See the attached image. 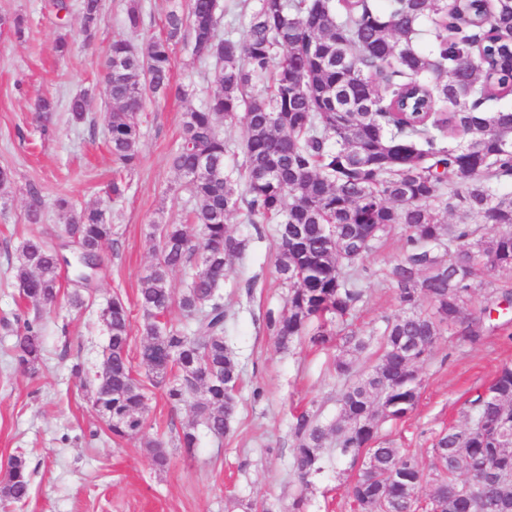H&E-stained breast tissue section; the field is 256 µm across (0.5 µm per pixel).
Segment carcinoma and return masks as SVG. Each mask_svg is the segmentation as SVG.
<instances>
[{
  "label": "carcinoma",
  "instance_id": "carcinoma-1",
  "mask_svg": "<svg viewBox=\"0 0 512 512\" xmlns=\"http://www.w3.org/2000/svg\"><path fill=\"white\" fill-rule=\"evenodd\" d=\"M243 34L224 27L222 0H188L166 14L165 36L134 45L112 42L105 62L112 73L105 93L111 155L122 170L140 161L141 133L134 117L146 98L170 91L172 54L183 45L201 64L214 66L204 101L184 113L172 167L185 178L193 207L189 224L159 229L155 262L139 281L145 315L141 362L160 380L168 403L191 404L209 432L222 436L235 411L240 367L224 340V275L242 259L247 240L228 217L241 210L250 224H274L276 269L288 288V309L266 316L279 346L305 336L329 344L334 324L363 297L358 262L396 226L405 233L403 258L386 278L401 313L378 330V356L362 372L354 357L369 342L344 337L336 355L343 380L336 418L316 410L292 424V467L305 480L322 469L325 443L357 459L349 487L358 512H418L425 479L418 459L379 436L380 423L400 420L417 406L423 361L445 332L473 340L482 326L464 310L480 268L512 270V110L497 106L512 96V0H257ZM83 30L103 19V0H81ZM124 26L145 24L139 0H130ZM88 94L69 103L75 122L87 119ZM243 126L241 158L219 119ZM28 218H41L42 197L30 187ZM54 207L74 248L77 289L97 275L112 225L99 208L77 207L67 196ZM459 212L463 221L445 216ZM494 235H480L483 228ZM192 267L178 306L184 324L158 321L173 302L169 278ZM56 245L39 237L18 249L16 280L25 304L44 308L61 292ZM430 308H421V299ZM108 342L87 380L92 404L109 436L144 433L147 396L127 353L130 319L119 298L103 312ZM15 349L23 370L42 360V327L25 319ZM489 389L470 401L468 421L440 432L433 443V492L438 512H512V364L496 371ZM197 424L184 426L177 446L198 447ZM153 465L169 457L151 440ZM472 490H464L465 482ZM30 494L25 457L11 458L0 479V500L21 503Z\"/></svg>",
  "mask_w": 512,
  "mask_h": 512
}]
</instances>
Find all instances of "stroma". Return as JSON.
<instances>
[{
    "mask_svg": "<svg viewBox=\"0 0 512 512\" xmlns=\"http://www.w3.org/2000/svg\"><path fill=\"white\" fill-rule=\"evenodd\" d=\"M145 25L128 33L122 16L128 0H104V21L93 40L82 33L78 9L58 24L51 0H0V167L10 168L11 183L0 188V475L11 457L24 455L31 474L29 499L0 512H291L304 498L305 512H352L348 488L358 468L327 446L323 468L302 483L292 464L295 415L319 409L323 419L338 411L342 387L334 361L341 336L323 347L301 340L280 347L265 326L267 312L285 310L288 290L276 272L273 225L253 227L240 214L231 229L248 240L245 258L224 279L225 342L241 370L236 410L223 438L200 429L193 452L176 445L190 406L171 407L162 390L149 389L144 437L113 440L92 406L85 375L96 370L107 343L101 311L120 298L130 311L129 355L139 380L147 370L140 359L143 312L140 277L152 262V235L158 224H181L191 208L171 155L182 134L183 114L199 106L211 80L208 68L184 48L172 59V91L167 99H146L135 120L141 131L139 167L126 174L127 192L118 202L106 195L115 165L106 146L111 112L98 84L112 39L142 44L160 35L173 0H140ZM22 29H15V20ZM70 50L56 51L58 38ZM89 95L86 123L74 124L70 100ZM55 102L48 122L33 110L38 98ZM37 185L44 207L39 223L27 218L29 185ZM68 196L82 207L101 208L112 226L103 249L104 269L82 307L61 293L57 305L35 311L23 303L12 265L22 242L42 237L59 242L62 223L52 207ZM403 231L394 229L360 262L362 301L347 330L368 336L395 316L400 306L385 279L403 255ZM475 292L465 315L480 319L483 334L474 342L443 336L417 366L422 379L416 409L400 421H385L380 435L431 462V448L443 429L467 421L469 401L485 390L496 370L512 363V271L478 270ZM42 324L44 356L36 373L17 369L13 345L18 317ZM163 441L170 462L156 469L145 440Z\"/></svg>",
    "mask_w": 512,
    "mask_h": 512,
    "instance_id": "1",
    "label": "stroma"
}]
</instances>
